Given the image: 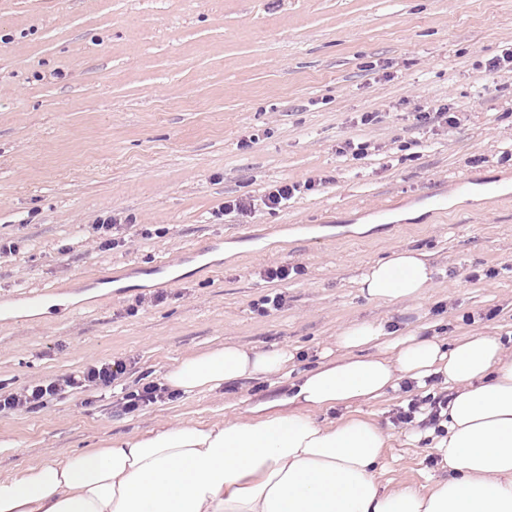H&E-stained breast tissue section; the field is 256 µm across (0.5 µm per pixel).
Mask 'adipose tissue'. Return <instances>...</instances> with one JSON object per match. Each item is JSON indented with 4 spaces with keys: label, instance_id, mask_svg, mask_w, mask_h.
Masks as SVG:
<instances>
[{
    "label": "adipose tissue",
    "instance_id": "ef3b65f1",
    "mask_svg": "<svg viewBox=\"0 0 512 512\" xmlns=\"http://www.w3.org/2000/svg\"><path fill=\"white\" fill-rule=\"evenodd\" d=\"M433 281L423 253L404 249L368 265L357 286L371 300L421 297ZM348 357L301 371L287 392L225 425L175 426L112 440L0 477V512H512V355L502 337L398 335L362 321L336 338ZM288 348L227 345L182 359L165 376L176 392L273 377ZM447 384L448 418L418 430L448 467L427 490H389L378 473L377 423L326 412L374 400L404 380Z\"/></svg>",
    "mask_w": 512,
    "mask_h": 512
}]
</instances>
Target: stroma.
<instances>
[{
  "instance_id": "stroma-1",
  "label": "stroma",
  "mask_w": 512,
  "mask_h": 512,
  "mask_svg": "<svg viewBox=\"0 0 512 512\" xmlns=\"http://www.w3.org/2000/svg\"><path fill=\"white\" fill-rule=\"evenodd\" d=\"M512 0H0V394L100 361L125 386L164 383L221 345L299 351L316 366L351 323L448 340L512 332ZM452 104L461 125L420 124ZM377 118L362 124V113ZM367 144L359 157L345 141ZM317 180L288 207L220 215L225 200ZM116 216L118 246L90 247ZM250 226L257 239L243 238ZM425 252L417 299L361 295L365 268ZM296 268L269 281L276 266ZM59 286L76 318L33 315L22 288ZM283 298L260 313L265 296ZM289 378L244 379L125 414L110 389L0 415V476L179 424L245 419ZM418 387L355 405L387 435L381 483L447 477L396 424Z\"/></svg>"
}]
</instances>
